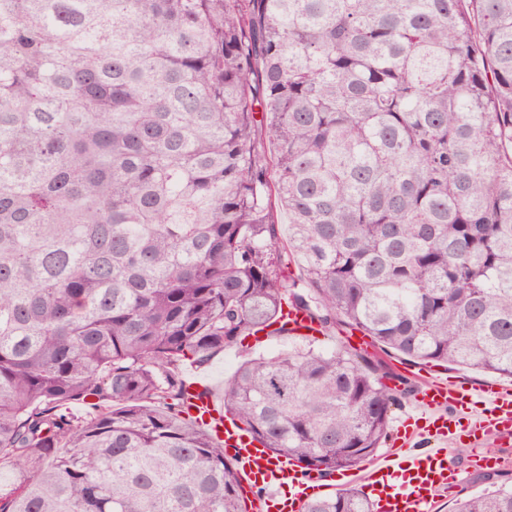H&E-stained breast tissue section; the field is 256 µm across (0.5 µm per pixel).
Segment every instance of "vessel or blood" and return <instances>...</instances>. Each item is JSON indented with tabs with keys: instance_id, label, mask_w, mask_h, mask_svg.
<instances>
[{
	"instance_id": "obj_1",
	"label": "vessel or blood",
	"mask_w": 512,
	"mask_h": 512,
	"mask_svg": "<svg viewBox=\"0 0 512 512\" xmlns=\"http://www.w3.org/2000/svg\"><path fill=\"white\" fill-rule=\"evenodd\" d=\"M283 320L289 335L316 333V323L305 313L288 309ZM188 387L197 393L193 417L210 424L218 415L213 397L203 394L198 382H189ZM415 406L416 414L400 420L391 448L371 461L362 474L340 477L344 483L362 481L377 512H433L440 495L457 480L449 463L451 447L467 446L472 458L479 459L487 441L512 438L510 386H471L450 378H428L416 391ZM219 437L244 485L259 491L260 512H300L304 500L323 492L317 473L303 474L294 463L273 456L232 418H225ZM423 437L432 439L433 447H417Z\"/></svg>"
}]
</instances>
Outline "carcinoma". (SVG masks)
Here are the masks:
<instances>
[{
	"mask_svg": "<svg viewBox=\"0 0 512 512\" xmlns=\"http://www.w3.org/2000/svg\"><path fill=\"white\" fill-rule=\"evenodd\" d=\"M285 305L512 377V0H0V512H250L181 367ZM400 382L294 348L224 412L329 475Z\"/></svg>",
	"mask_w": 512,
	"mask_h": 512,
	"instance_id": "1",
	"label": "carcinoma"
}]
</instances>
